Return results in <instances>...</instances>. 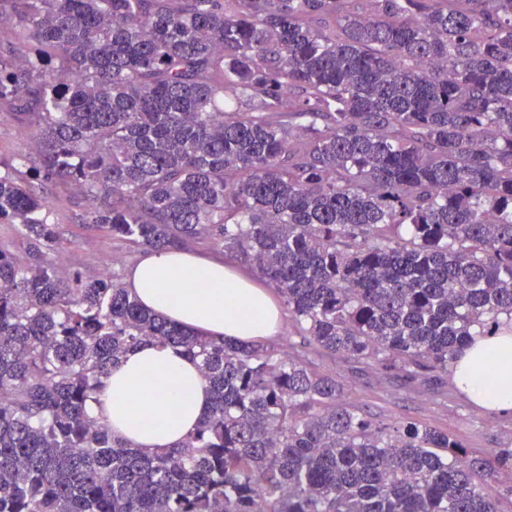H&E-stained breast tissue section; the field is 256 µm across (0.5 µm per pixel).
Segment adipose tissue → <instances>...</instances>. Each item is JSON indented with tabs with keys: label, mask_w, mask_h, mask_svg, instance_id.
Instances as JSON below:
<instances>
[{
	"label": "adipose tissue",
	"mask_w": 512,
	"mask_h": 512,
	"mask_svg": "<svg viewBox=\"0 0 512 512\" xmlns=\"http://www.w3.org/2000/svg\"><path fill=\"white\" fill-rule=\"evenodd\" d=\"M195 280L187 291L186 280ZM139 302L214 340L256 342L273 335L280 312L270 293L223 260L183 250L146 251L128 275ZM454 385L481 407L512 413V329L472 337L452 364ZM210 391L181 349L144 343L130 350L87 404L113 434L146 454L173 446L208 413Z\"/></svg>",
	"instance_id": "1"
}]
</instances>
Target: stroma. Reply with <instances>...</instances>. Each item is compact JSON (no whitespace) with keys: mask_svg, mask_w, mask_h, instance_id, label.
<instances>
[{"mask_svg":"<svg viewBox=\"0 0 512 512\" xmlns=\"http://www.w3.org/2000/svg\"><path fill=\"white\" fill-rule=\"evenodd\" d=\"M87 202L69 191L54 206L71 245L67 251L74 269L85 273L116 272L127 275L142 253L126 241L83 224ZM317 367L336 378L346 402L372 418L387 422H419L455 437L475 457H492L512 450V416L474 405L452 382L451 371L426 372L407 378L400 367L370 368L347 358L315 357Z\"/></svg>","mask_w":512,"mask_h":512,"instance_id":"stroma-1","label":"stroma"}]
</instances>
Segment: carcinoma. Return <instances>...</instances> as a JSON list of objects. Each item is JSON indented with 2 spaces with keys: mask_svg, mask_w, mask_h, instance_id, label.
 Returning <instances> with one entry per match:
<instances>
[{
  "mask_svg": "<svg viewBox=\"0 0 512 512\" xmlns=\"http://www.w3.org/2000/svg\"><path fill=\"white\" fill-rule=\"evenodd\" d=\"M0 512H498L512 451L374 422L311 358L446 370L512 324V0H0ZM40 186L135 249L210 240L303 346L215 342L62 270ZM145 342L212 393L144 455L86 404ZM12 110H0V155L27 153L28 141Z\"/></svg>",
  "mask_w": 512,
  "mask_h": 512,
  "instance_id": "obj_1",
  "label": "carcinoma"
}]
</instances>
